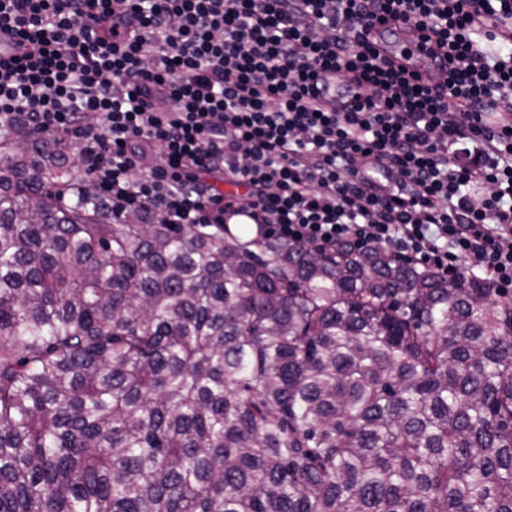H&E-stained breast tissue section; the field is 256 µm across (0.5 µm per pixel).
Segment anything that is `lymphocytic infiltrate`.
Segmentation results:
<instances>
[{
  "label": "lymphocytic infiltrate",
  "instance_id": "lymphocytic-infiltrate-1",
  "mask_svg": "<svg viewBox=\"0 0 512 512\" xmlns=\"http://www.w3.org/2000/svg\"><path fill=\"white\" fill-rule=\"evenodd\" d=\"M391 21L441 82L372 46ZM0 33V136L70 138L113 213H242L512 289V0H0ZM335 70L363 91L343 112ZM354 83L341 74H332L329 78L323 79L319 85L321 94L336 105H353L356 101L353 97H345L342 93H349V85Z\"/></svg>",
  "mask_w": 512,
  "mask_h": 512
}]
</instances>
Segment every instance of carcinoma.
Here are the masks:
<instances>
[{
	"mask_svg": "<svg viewBox=\"0 0 512 512\" xmlns=\"http://www.w3.org/2000/svg\"><path fill=\"white\" fill-rule=\"evenodd\" d=\"M0 139V512H512V291L114 215Z\"/></svg>",
	"mask_w": 512,
	"mask_h": 512,
	"instance_id": "1",
	"label": "carcinoma"
}]
</instances>
